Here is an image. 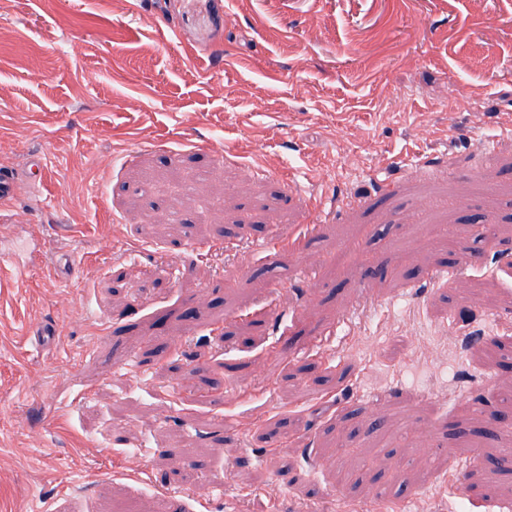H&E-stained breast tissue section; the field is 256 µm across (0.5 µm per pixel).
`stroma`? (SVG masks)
<instances>
[{
	"mask_svg": "<svg viewBox=\"0 0 512 512\" xmlns=\"http://www.w3.org/2000/svg\"><path fill=\"white\" fill-rule=\"evenodd\" d=\"M38 155L0 512H512V0H0ZM471 323H467L463 330L459 331L456 336H452L454 346L452 353L456 357H462L468 354L472 346L480 341L484 336L483 329L476 326H469Z\"/></svg>",
	"mask_w": 512,
	"mask_h": 512,
	"instance_id": "1",
	"label": "stroma"
}]
</instances>
